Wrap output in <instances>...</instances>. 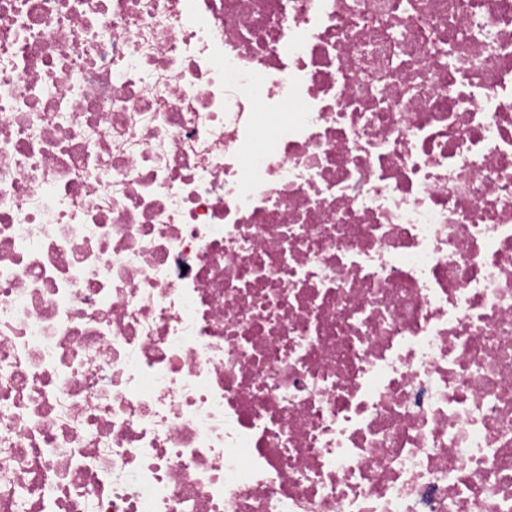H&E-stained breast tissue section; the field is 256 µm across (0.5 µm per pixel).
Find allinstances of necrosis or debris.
<instances>
[{"mask_svg":"<svg viewBox=\"0 0 512 512\" xmlns=\"http://www.w3.org/2000/svg\"><path fill=\"white\" fill-rule=\"evenodd\" d=\"M0 512H512V0H0Z\"/></svg>","mask_w":512,"mask_h":512,"instance_id":"obj_1","label":"necrosis or debris"}]
</instances>
